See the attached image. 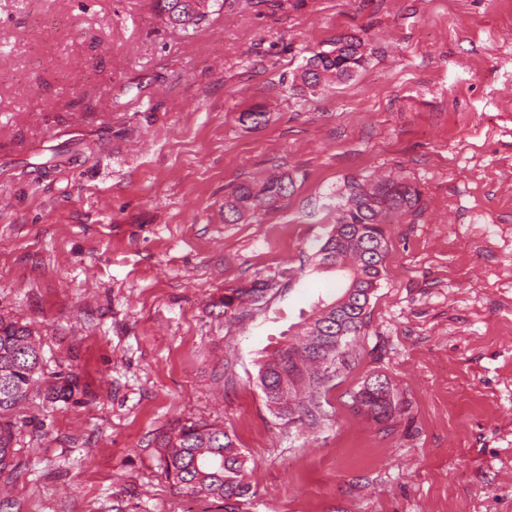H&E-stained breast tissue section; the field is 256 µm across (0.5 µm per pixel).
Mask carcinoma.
I'll list each match as a JSON object with an SVG mask.
<instances>
[{"label": "carcinoma", "instance_id": "obj_1", "mask_svg": "<svg viewBox=\"0 0 512 512\" xmlns=\"http://www.w3.org/2000/svg\"><path fill=\"white\" fill-rule=\"evenodd\" d=\"M167 25L186 29L205 19L220 0H155ZM367 60L365 43L341 36L329 48L306 61L300 81L315 88L328 77L343 78ZM293 180L274 176L261 185L243 183L224 199V223L237 224L245 213L271 208L287 196ZM420 192L410 184L387 181L370 189L353 180L346 203L338 208L331 234L315 252L318 266L335 268L336 295L317 305L315 315L302 323L301 342H286L260 370L266 403L284 402L278 417L284 424L317 423L324 414L323 390L350 356L348 344L367 324L371 295L384 271L388 238L384 219L401 217L414 209ZM266 280L224 291V314L238 315L245 304L256 303L269 290ZM341 345H336V336ZM41 372L40 346L33 332L16 321L0 317V416L26 401ZM364 386L355 396L356 411L376 423L388 422L396 409L387 381L382 387ZM77 390L73 378L44 382V399L66 401ZM162 474L177 490L194 498L218 501L225 512H240L252 496L246 481V461L233 436L223 427L185 421L171 425L155 440ZM17 449L10 423L0 422V476L18 469Z\"/></svg>", "mask_w": 512, "mask_h": 512}]
</instances>
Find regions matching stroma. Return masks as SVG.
<instances>
[{
	"mask_svg": "<svg viewBox=\"0 0 512 512\" xmlns=\"http://www.w3.org/2000/svg\"><path fill=\"white\" fill-rule=\"evenodd\" d=\"M347 35L368 64L298 89ZM270 173L293 193L225 223ZM381 177L420 201L323 419L285 425L259 369L336 288L312 248L348 181ZM1 315L79 383L13 412L9 512H224L162 474L179 420L235 434L243 512H512V0H225L188 29L154 0H0ZM377 375L384 425L352 406ZM270 283L266 280H253L246 286H234L224 291V297L220 300V307H224V314L235 316L243 313L246 309L244 304L256 303L259 298H264V294L270 288Z\"/></svg>",
	"mask_w": 512,
	"mask_h": 512,
	"instance_id": "stroma-1",
	"label": "stroma"
}]
</instances>
